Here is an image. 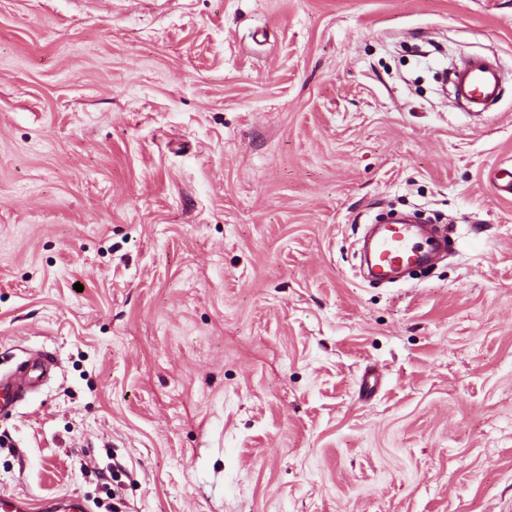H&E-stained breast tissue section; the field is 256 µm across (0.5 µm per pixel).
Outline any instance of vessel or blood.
Wrapping results in <instances>:
<instances>
[{
	"mask_svg": "<svg viewBox=\"0 0 512 512\" xmlns=\"http://www.w3.org/2000/svg\"><path fill=\"white\" fill-rule=\"evenodd\" d=\"M458 93L470 104L487 106L498 100L502 90L500 68L479 55L454 76ZM434 251L417 224L398 222L379 226L369 245L370 273L386 279L404 268L428 262ZM55 361L48 355H32L15 371L0 375V411L15 406L50 377Z\"/></svg>",
	"mask_w": 512,
	"mask_h": 512,
	"instance_id": "obj_1",
	"label": "vessel or blood"
}]
</instances>
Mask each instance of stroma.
Wrapping results in <instances>:
<instances>
[{
  "label": "stroma",
  "mask_w": 512,
  "mask_h": 512,
  "mask_svg": "<svg viewBox=\"0 0 512 512\" xmlns=\"http://www.w3.org/2000/svg\"><path fill=\"white\" fill-rule=\"evenodd\" d=\"M509 167L512 0H0V495L512 512ZM393 210L448 256L375 286ZM454 82L461 97L483 109L497 101L502 90L500 68L480 55L469 59L467 65L454 75ZM54 367L53 358L38 353L15 371L0 375V411L17 405L27 394L41 387L50 378Z\"/></svg>",
  "instance_id": "obj_1"
}]
</instances>
